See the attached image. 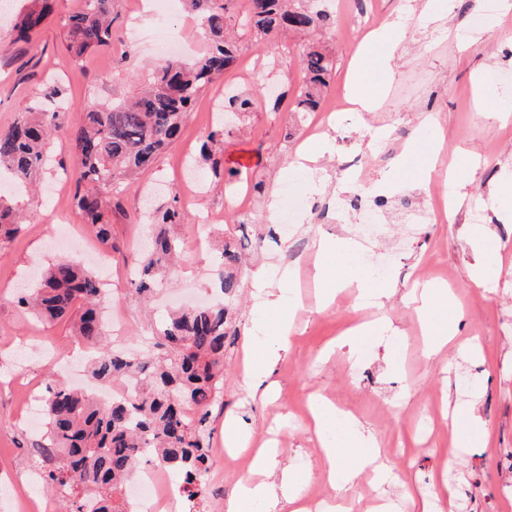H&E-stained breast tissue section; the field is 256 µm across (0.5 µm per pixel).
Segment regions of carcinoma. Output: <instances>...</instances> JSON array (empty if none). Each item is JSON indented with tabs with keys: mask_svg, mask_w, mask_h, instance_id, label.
Wrapping results in <instances>:
<instances>
[{
	"mask_svg": "<svg viewBox=\"0 0 512 512\" xmlns=\"http://www.w3.org/2000/svg\"><path fill=\"white\" fill-rule=\"evenodd\" d=\"M115 0H83V8L64 20L66 50L79 59L108 46L114 38ZM237 0H185L188 11L201 17L209 50L193 65L174 59L158 64L152 87L128 102L110 107L76 109V124L67 127L60 112L49 108L62 96L48 87L45 101L27 105L15 122L0 131V172L27 187L50 161V141L64 135L78 157L73 206L87 221L96 240L112 247V210L121 208L123 180L155 167L159 156L181 135L188 112L203 90L236 67V43L224 35L226 14ZM327 0H248L245 25L258 40L276 41L282 35H312L333 22ZM47 17V7L20 13L13 21L16 40L31 42ZM302 90L296 112H317L335 72L328 49L317 43L300 55ZM253 107V97L224 98V112L241 115ZM227 133L221 124L206 135L201 158L212 176L229 188L238 173L224 170V160L212 150ZM179 195L154 213L157 228L153 250L136 259L131 282L141 298L177 270L183 239L170 228L184 223ZM22 229L20 214L0 199V241ZM246 245L243 239L224 238L214 269L224 296L241 288L239 271ZM38 317L64 321L76 338L93 346L92 377L126 389L100 404L95 398L58 377L48 387V429L39 444L42 486L50 493L63 490L66 512H127L126 483L149 463L164 465L184 479L186 493L199 498L207 488L211 468L209 440L211 408L224 388V352L232 331V307L222 303L174 311L162 322L156 346L164 353L155 361L112 349L104 316L105 296L96 274L72 259H58L41 274L28 295L16 298ZM193 408L196 414L188 416Z\"/></svg>",
	"mask_w": 512,
	"mask_h": 512,
	"instance_id": "cac0c4a2",
	"label": "carcinoma"
}]
</instances>
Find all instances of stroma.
I'll return each mask as SVG.
<instances>
[{
    "mask_svg": "<svg viewBox=\"0 0 512 512\" xmlns=\"http://www.w3.org/2000/svg\"><path fill=\"white\" fill-rule=\"evenodd\" d=\"M412 2L332 0L336 21L322 34L336 63L328 95L348 98L355 91L349 73L366 33L361 9L372 10L377 22H398L406 32V53L396 60L374 111L345 112L320 135L326 150L312 168L298 157L299 147L311 137V117L273 110L270 102L271 93L290 101L301 90L302 46L294 43L284 50L274 42L256 43L242 24L241 10H234L225 28L239 48L238 68L201 92L180 141L156 169L132 177L122 211L112 215L107 298L113 315L125 317L122 345L135 353L150 350L153 323L131 287V258L151 233L145 213L148 206L166 204L170 193L181 191L188 179L201 136L218 123L216 113L208 109L209 99L224 87L252 92V112L224 137V165L241 169L239 188L259 182L264 190L255 194L251 211L236 216L250 239L248 264L241 271L239 334L224 364L223 403L212 408L214 443H223L224 422L234 420L243 439L255 447L265 443L277 448L282 465L307 477L312 500L332 499L336 492L324 478L322 442L356 422L379 441L393 479L371 489L357 485L353 512H366L377 495L395 504V512H406L405 491L430 495L440 477L450 480L456 512H512V217L495 199L496 190L512 181V120L500 122L484 114L491 107L512 108V88L497 81L500 73H512V11H486L484 0H454L447 20L433 30L424 28L418 14L410 11ZM81 5L82 0H54L39 35L28 43L15 41L10 20H0V130L11 126L49 82L61 87L71 110L115 103L136 92L150 81L160 58L155 48L159 31L181 42L185 59L198 58L206 48L201 20L188 13L183 0H175L169 9L154 0H115L111 46L74 59L62 45V20ZM271 55L278 64L269 70L265 62ZM71 110L64 113V122H72ZM408 141L416 145V163L402 168L400 146ZM437 142L442 145L439 169L462 161L467 195L453 219L411 225L406 214L431 208L434 195L444 189L420 176L419 164ZM51 150L52 162L40 177L41 191L12 200L23 215L21 232L0 244V512H18L19 501L31 492L34 448L44 431L28 427V408L18 392L34 389L45 394L53 378L54 368L40 342H53L74 355L84 351L67 323L38 322L15 304L21 290L35 286L42 270L63 254V247L49 242L58 220L66 219L79 233L87 231L75 210L57 213L58 204L70 201L73 193L75 152L60 137L52 141ZM362 153L369 156L362 180L344 181L339 159ZM341 194L383 199L384 233L370 248H362L354 235L360 212L333 209ZM292 199L303 207L298 223L286 234L282 226L288 222ZM273 201L278 221L272 225L267 213ZM223 209V188L210 187L188 211L181 236L187 241L197 234L209 236L211 247L184 253L176 279L156 291L157 311L180 298L200 300L216 292L212 271L228 227L222 221L203 223L202 216ZM474 222L481 223L500 260L492 293L470 277L478 254L465 228ZM257 224L265 231L260 242L252 238ZM326 237L343 240L339 261L365 277L371 274L368 257L390 255L384 279L395 292L383 307L353 303L348 290L332 303L320 301L312 267L316 244ZM261 266L274 280L283 269L292 270L290 296L300 304L297 331L276 363L275 394L270 398L251 393L243 374L247 339L258 326L276 319L275 313H261L256 307L252 277ZM422 279L445 285L448 311L462 313L453 341L436 354L410 297ZM382 317L392 322L393 332H380L362 345L360 355H352L342 342L345 332ZM462 373L474 380L475 392L462 393ZM318 396L344 413L335 431L323 435L308 419V405ZM459 404L475 409L483 433L453 449L448 437ZM426 416L434 428L422 433L418 424ZM451 452L456 462L449 467L444 459ZM247 475L246 468H231L213 457L207 493L196 500L194 512H225V503Z\"/></svg>",
    "mask_w": 512,
    "mask_h": 512,
    "instance_id": "obj_1",
    "label": "stroma"
}]
</instances>
